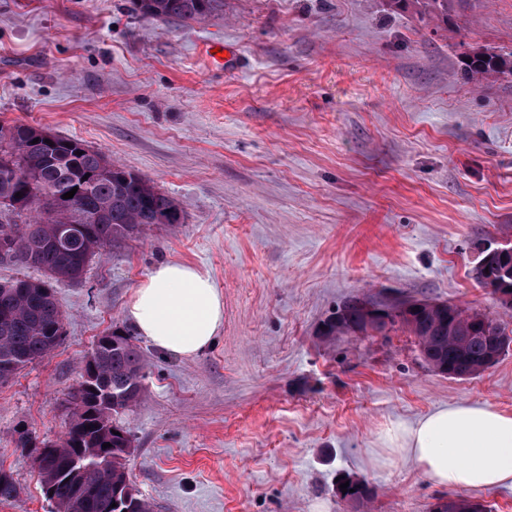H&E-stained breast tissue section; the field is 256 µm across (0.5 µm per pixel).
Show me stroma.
Segmentation results:
<instances>
[{
    "label": "stroma",
    "instance_id": "35a3bbf8",
    "mask_svg": "<svg viewBox=\"0 0 512 512\" xmlns=\"http://www.w3.org/2000/svg\"><path fill=\"white\" fill-rule=\"evenodd\" d=\"M474 47L512 51V0H467L445 25L386 0H224L199 22L0 0V120L82 140L184 211L56 286L62 344L0 384V465L21 488L0 512H55L15 431L64 436L84 357L130 330L127 300L162 261L211 276L224 324L190 359L134 339L145 392L122 423L152 512H439L448 491L411 460L374 464L381 434L461 401L512 413V351L454 379L402 331L317 330L355 294L501 314L474 268L512 239V80L470 79ZM343 474L374 489L367 507L337 495Z\"/></svg>",
    "mask_w": 512,
    "mask_h": 512
}]
</instances>
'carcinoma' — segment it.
I'll use <instances>...</instances> for the list:
<instances>
[{
	"mask_svg": "<svg viewBox=\"0 0 512 512\" xmlns=\"http://www.w3.org/2000/svg\"><path fill=\"white\" fill-rule=\"evenodd\" d=\"M465 0H391L413 9L423 20L448 23L454 3ZM150 18L195 21L224 7V0H133ZM465 72L512 77V52L478 49ZM23 123L0 122V261L41 273L0 283V384L29 365L50 357L65 334L66 317L56 303L59 283L82 280L89 263L114 242L139 237L153 224H180L183 210L152 180L112 163L81 140L52 135ZM38 143H33V140ZM73 197L63 198L72 189ZM21 196H16V193ZM25 218L18 224L16 219ZM365 296L347 298L323 322V340L361 334L384 336L403 329L415 337L427 365L448 366L451 378H470L493 353L506 349L504 322L478 309L448 303L442 316L426 307L367 320ZM145 360L126 331L115 328L98 338L81 372L91 377L71 395L68 427L56 442L39 441L16 431L17 447L36 458L51 459L39 473L41 486L65 512H152L134 485L127 461L132 441L120 421L144 394ZM110 447L104 449L102 445ZM344 498L362 506L374 497L365 482ZM12 475L0 467V501L18 496ZM441 512H488L480 502L455 496Z\"/></svg>",
	"mask_w": 512,
	"mask_h": 512,
	"instance_id": "carcinoma-1",
	"label": "carcinoma"
}]
</instances>
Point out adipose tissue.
I'll return each mask as SVG.
<instances>
[{
    "label": "adipose tissue",
    "mask_w": 512,
    "mask_h": 512,
    "mask_svg": "<svg viewBox=\"0 0 512 512\" xmlns=\"http://www.w3.org/2000/svg\"><path fill=\"white\" fill-rule=\"evenodd\" d=\"M126 310L139 336L176 358L209 348L224 322V300L211 277L175 261L155 265L133 289ZM382 441L375 464L408 457L436 488L512 486V413L490 405L441 406L416 421L393 422Z\"/></svg>",
    "instance_id": "obj_1"
}]
</instances>
